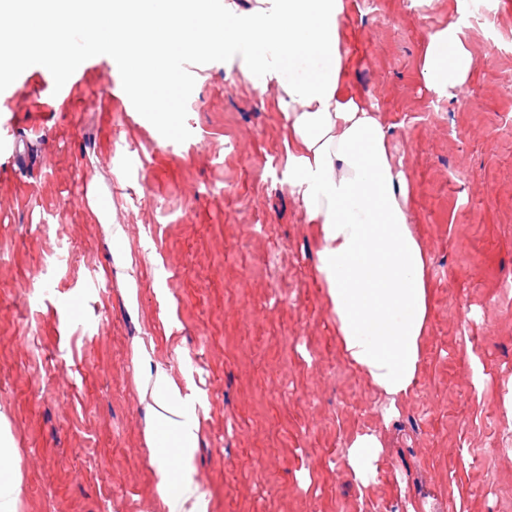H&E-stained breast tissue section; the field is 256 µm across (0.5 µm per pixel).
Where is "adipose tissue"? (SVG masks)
Listing matches in <instances>:
<instances>
[{"label":"adipose tissue","instance_id":"ef3b65f1","mask_svg":"<svg viewBox=\"0 0 512 512\" xmlns=\"http://www.w3.org/2000/svg\"><path fill=\"white\" fill-rule=\"evenodd\" d=\"M345 0H235L218 8L192 0H73L72 5L14 12V24L50 30L56 48L41 59L57 75L73 63L69 38L88 31L85 53L120 46L127 86L159 119L168 103L161 90L175 79L168 65L179 53L242 52V74L258 94L275 90L288 127L284 141L288 185L317 227L316 272L327 290L336 333L351 364L389 400L409 395L421 365L430 310L426 252L412 230L413 184L397 163L388 128L374 106L344 89L348 56L341 27ZM474 59L457 23L429 34L420 76L428 91L464 87ZM88 210L112 250V273L135 300L139 268L122 225L112 223L96 196ZM147 398L144 439L156 467L157 491L168 512L200 505L185 473L200 433L192 395L183 393L149 354L135 355ZM375 434L355 436L344 466L359 485L378 469Z\"/></svg>","mask_w":512,"mask_h":512}]
</instances>
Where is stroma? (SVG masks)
Here are the masks:
<instances>
[{
  "instance_id": "stroma-1",
  "label": "stroma",
  "mask_w": 512,
  "mask_h": 512,
  "mask_svg": "<svg viewBox=\"0 0 512 512\" xmlns=\"http://www.w3.org/2000/svg\"><path fill=\"white\" fill-rule=\"evenodd\" d=\"M475 3L379 0L373 14L346 0L347 86L383 116L429 258L419 379L393 404L342 349L316 227L288 187L287 122L240 57L175 56L167 124L125 94L106 47L67 79L33 66L0 88V416L15 512H167L143 435L142 347L197 397L188 474L203 512H512V0H491L488 24ZM456 21L475 68L440 98L420 59ZM61 87L74 107L33 133L32 100ZM93 181L139 264L133 314L88 216ZM364 432L382 448L361 487L343 457Z\"/></svg>"
}]
</instances>
